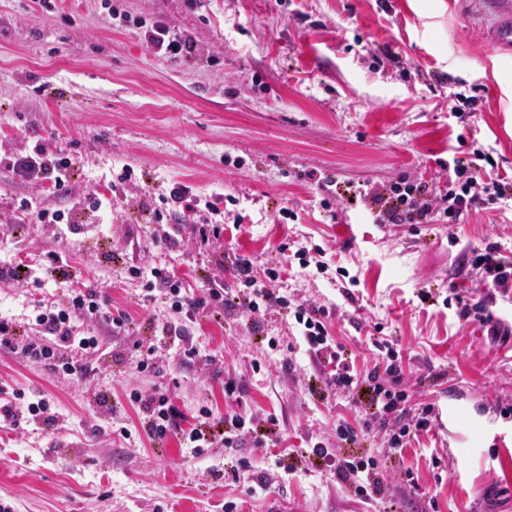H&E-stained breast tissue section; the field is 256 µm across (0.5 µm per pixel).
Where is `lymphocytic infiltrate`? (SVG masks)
<instances>
[{
    "instance_id": "1",
    "label": "lymphocytic infiltrate",
    "mask_w": 512,
    "mask_h": 512,
    "mask_svg": "<svg viewBox=\"0 0 512 512\" xmlns=\"http://www.w3.org/2000/svg\"><path fill=\"white\" fill-rule=\"evenodd\" d=\"M457 141L463 150L462 156L453 158L452 174L445 189L439 195L429 196L426 184L407 183L399 186L393 183L365 192L363 199L375 212V221L379 224H426L433 219L457 223L463 212L481 208L512 199V179L483 172L479 162L484 154L477 142L467 140L465 135H458ZM70 164L67 159L48 158L45 151L21 156L11 166L13 175L30 183L41 185L51 183L53 187H62L68 176ZM151 278L148 288L168 289L175 297L174 309L184 315L187 321H195L200 310L211 303H223V287H208L206 296L194 297L182 294L181 284L167 267L155 266L150 270ZM233 276L249 287L250 292L241 301L243 310L256 315L266 305L276 303L277 298L259 284L253 274L249 259L239 256L233 264ZM100 316L102 303L98 293L93 289L72 287L69 302L65 305L38 304L35 322L49 343L35 341L24 344L22 352L26 357L44 362L51 372L73 375L81 367L66 353L68 347L89 352L96 350L98 339L94 336H79L75 333L72 321L74 314ZM388 381H381L377 376L368 379L367 405L373 420H386L388 414H396L399 422L398 431L391 438L396 448H403L406 439L418 432L428 430L433 414L432 406L422 407L414 417H407L401 410L407 394L402 388L403 373L399 366L388 368ZM131 404L137 405L144 414L145 430L155 441L164 440L167 435L181 436L184 444L190 447L208 448L214 443L232 445V431L242 429L245 421L240 415L214 416L211 410L201 409L195 424L189 429H182L185 419L182 411L169 396L155 394L149 397L134 392L129 396ZM378 463L374 459H345L338 461L336 476L343 481L353 482L359 497L365 500L378 499L382 493V483L377 475Z\"/></svg>"
}]
</instances>
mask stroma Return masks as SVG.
I'll use <instances>...</instances> for the list:
<instances>
[{"label": "stroma", "mask_w": 512, "mask_h": 512, "mask_svg": "<svg viewBox=\"0 0 512 512\" xmlns=\"http://www.w3.org/2000/svg\"><path fill=\"white\" fill-rule=\"evenodd\" d=\"M491 20L478 0H0V267L62 256L107 316L131 318L117 335L107 316L75 318L79 335L102 339L82 377L0 345V383L42 391L56 418L0 419V503L512 512V337L460 314L479 305L512 328V287H487L471 264L490 244L512 260V200L456 224H377L359 197L404 175L437 193L468 131L512 176V56L488 47ZM158 21L191 39L190 55L148 48ZM39 147L71 162L62 188L10 172ZM177 183L203 209L156 221ZM98 196L106 203L96 209ZM26 199L67 222H39L21 209ZM205 223L223 225L220 239L202 241ZM167 233L181 251L159 248ZM238 255L288 307L269 306L256 330L235 305L201 312L181 340L162 335L181 316L130 267L167 262L191 294L211 277L239 295L229 271ZM270 267L278 280L267 281ZM44 299L67 302L66 284L0 281V318L38 338ZM298 304L325 309L354 373L397 361L406 410L434 408L430 431L393 449L392 429L351 394L328 393L329 356L309 351ZM134 391L167 394L189 417L235 413L246 426L229 448L197 452L172 434L157 442L128 400ZM318 443L332 460L312 455ZM353 457L377 460L380 500L337 479L336 461Z\"/></svg>", "instance_id": "1"}]
</instances>
